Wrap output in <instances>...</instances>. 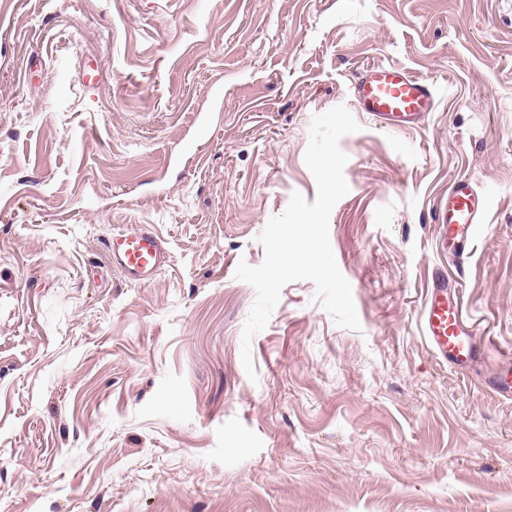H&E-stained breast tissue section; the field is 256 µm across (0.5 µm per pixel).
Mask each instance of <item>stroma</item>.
Masks as SVG:
<instances>
[{
  "instance_id": "obj_1",
  "label": "stroma",
  "mask_w": 512,
  "mask_h": 512,
  "mask_svg": "<svg viewBox=\"0 0 512 512\" xmlns=\"http://www.w3.org/2000/svg\"><path fill=\"white\" fill-rule=\"evenodd\" d=\"M387 60L438 97L340 141L360 326L289 283L250 380L236 267L314 201L313 116ZM462 177L489 199L464 256L437 222ZM135 224L170 254L141 284L105 249ZM439 272L475 371L424 335ZM510 357L512 0H0V512H512Z\"/></svg>"
}]
</instances>
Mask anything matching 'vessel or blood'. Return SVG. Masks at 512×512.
I'll list each match as a JSON object with an SVG mask.
<instances>
[{"label":"vessel or blood","mask_w":512,"mask_h":512,"mask_svg":"<svg viewBox=\"0 0 512 512\" xmlns=\"http://www.w3.org/2000/svg\"><path fill=\"white\" fill-rule=\"evenodd\" d=\"M357 111L368 113L379 127L396 132L421 123L433 111L436 91L402 65L379 63L361 72L352 88ZM488 206L484 194L469 181H455L448 205L439 217L447 226V238L463 246L473 236ZM106 248L112 266L124 280L145 283L164 266L165 241L152 229L133 225L112 235ZM424 334L434 352L461 371H468L481 357L474 334L459 302L449 300L445 280H436L422 311Z\"/></svg>","instance_id":"b4317fda"}]
</instances>
